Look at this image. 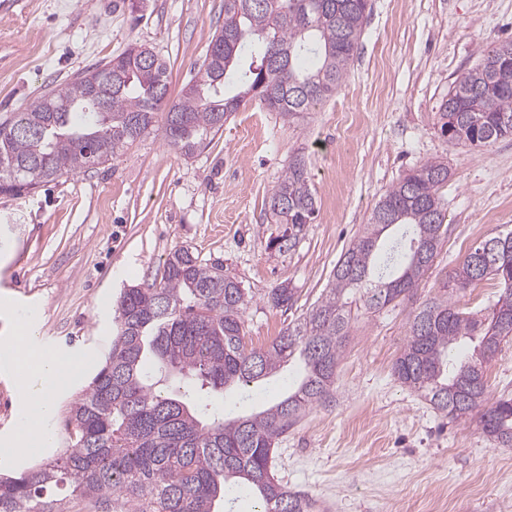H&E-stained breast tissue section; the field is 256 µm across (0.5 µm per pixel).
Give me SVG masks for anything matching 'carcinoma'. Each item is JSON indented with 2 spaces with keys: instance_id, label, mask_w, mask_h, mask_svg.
Masks as SVG:
<instances>
[{
  "instance_id": "carcinoma-1",
  "label": "carcinoma",
  "mask_w": 512,
  "mask_h": 512,
  "mask_svg": "<svg viewBox=\"0 0 512 512\" xmlns=\"http://www.w3.org/2000/svg\"><path fill=\"white\" fill-rule=\"evenodd\" d=\"M371 0H224V24L201 67L170 94V73L148 46H132L0 121V192L32 191L119 158L151 127L166 144L194 155L249 95L296 118L341 88L357 54ZM114 84L105 111L93 85ZM449 141L470 147L512 136V41L481 51L438 108ZM448 163L409 169L374 206L369 223L341 254L325 293L268 345L247 347L251 302L221 263L189 249L168 254L159 283L131 285L115 309L112 348L91 382L68 404L60 453L18 476L0 477V512H224L244 490L258 512H322L318 499L271 473L274 445L307 411L333 397L336 367L351 328L346 295L362 292L375 312L413 295L433 266L446 228L441 187ZM265 205L285 225L280 248L293 250L313 223L315 197L296 152ZM493 280L502 289L485 320L444 293L422 302L393 371L455 422L480 414L483 432L512 447V398L490 399L485 364L512 336V231L473 246L443 289ZM292 309L298 290L266 294ZM469 356L448 355L463 342ZM304 365L271 406L228 417L210 409L231 387L268 384L293 360Z\"/></svg>"
}]
</instances>
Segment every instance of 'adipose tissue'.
<instances>
[{"instance_id":"1","label":"adipose tissue","mask_w":512,"mask_h":512,"mask_svg":"<svg viewBox=\"0 0 512 512\" xmlns=\"http://www.w3.org/2000/svg\"><path fill=\"white\" fill-rule=\"evenodd\" d=\"M15 321L13 335L0 342V365L18 373L17 395L30 409L17 436L26 443L39 442L46 438L42 423L55 409L52 389L67 378L72 364L40 345L33 321L22 315Z\"/></svg>"}]
</instances>
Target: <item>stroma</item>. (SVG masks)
I'll return each mask as SVG.
<instances>
[{"label": "stroma", "instance_id": "stroma-1", "mask_svg": "<svg viewBox=\"0 0 512 512\" xmlns=\"http://www.w3.org/2000/svg\"><path fill=\"white\" fill-rule=\"evenodd\" d=\"M224 22V0H0V116L129 45L166 62L172 94L201 65ZM512 39V0H373L358 54L340 91L287 121L247 100L192 157L149 130L121 157L22 195L0 193V341L31 313L41 344L85 362L60 385L50 448L0 456L17 475L62 448V420L108 354L123 288L160 281L168 254L186 248L222 262L248 288L253 345L267 344L321 297L331 271L380 196L409 168L444 157L447 233L413 300L379 312L351 304L350 336L330 403L307 412L274 449L275 476L309 492L326 512H512V448L493 445L477 421L454 422L403 386L393 363L419 303L476 242L512 230V138L470 148L446 140L437 109L448 85L483 48ZM302 150L317 213L296 248L263 202L289 155ZM297 288L293 309L271 288ZM281 380L214 399L215 412L271 405ZM297 294V288H290L289 284H280L276 288H271L265 296L267 297V302L271 303L273 307L290 310L298 302L299 296Z\"/></svg>", "mask_w": 512, "mask_h": 512}]
</instances>
